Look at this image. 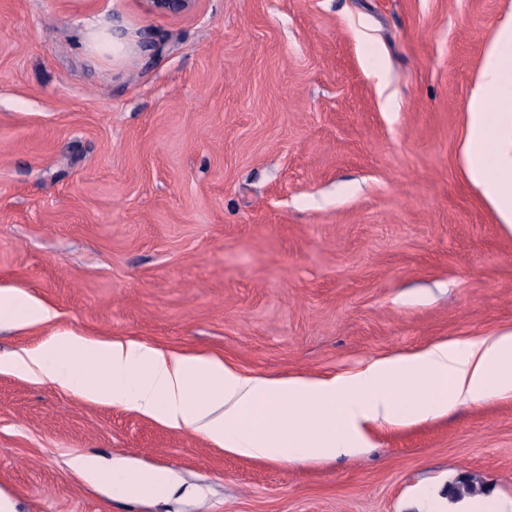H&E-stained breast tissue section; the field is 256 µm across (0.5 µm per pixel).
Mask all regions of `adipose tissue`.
<instances>
[{"instance_id": "obj_1", "label": "adipose tissue", "mask_w": 512, "mask_h": 512, "mask_svg": "<svg viewBox=\"0 0 512 512\" xmlns=\"http://www.w3.org/2000/svg\"><path fill=\"white\" fill-rule=\"evenodd\" d=\"M504 76V65L487 67L470 101L465 160L502 222L511 224L512 149L496 146L499 117L493 110ZM55 316L33 297L0 292V326L40 325ZM7 367L173 429L194 428L243 457L321 461L369 447L372 425L411 426L511 396L512 331L464 345L435 342L336 377H265L213 356L73 333L52 335Z\"/></svg>"}]
</instances>
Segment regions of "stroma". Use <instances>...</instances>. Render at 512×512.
I'll return each instance as SVG.
<instances>
[{"instance_id":"obj_1","label":"stroma","mask_w":512,"mask_h":512,"mask_svg":"<svg viewBox=\"0 0 512 512\" xmlns=\"http://www.w3.org/2000/svg\"><path fill=\"white\" fill-rule=\"evenodd\" d=\"M511 25L512 0H0V289L57 313L0 359L73 332L331 377L512 331V227L464 162ZM79 454L173 489L115 497ZM0 512H512V397L283 463L2 370ZM147 8L155 13L181 15L188 12L194 0H145Z\"/></svg>"}]
</instances>
